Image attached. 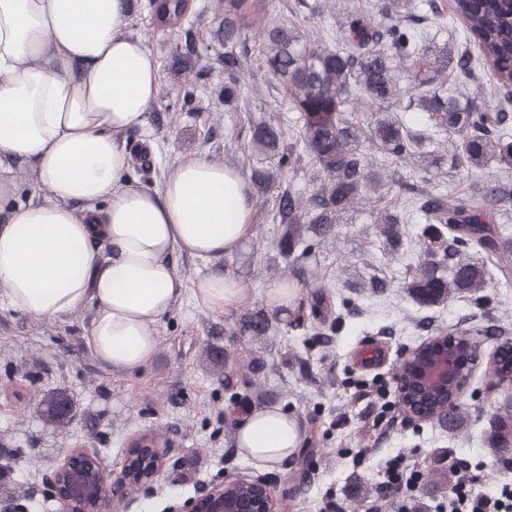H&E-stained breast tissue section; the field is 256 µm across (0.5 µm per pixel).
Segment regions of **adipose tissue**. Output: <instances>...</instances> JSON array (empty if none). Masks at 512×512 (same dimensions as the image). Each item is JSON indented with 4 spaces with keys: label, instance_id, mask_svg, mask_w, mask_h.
Instances as JSON below:
<instances>
[{
    "label": "adipose tissue",
    "instance_id": "adipose-tissue-1",
    "mask_svg": "<svg viewBox=\"0 0 512 512\" xmlns=\"http://www.w3.org/2000/svg\"><path fill=\"white\" fill-rule=\"evenodd\" d=\"M130 23L126 0H0V155L33 160L48 194L16 206L14 182L0 178V204L10 207L0 224V298L44 319L92 309L94 351L117 370L154 355L151 324L183 293L171 253L230 256L252 231L247 186L224 164L187 159L158 188L125 179L128 153L117 136L146 127L159 81ZM97 227L113 255L98 251ZM247 293L219 272L195 288L213 308ZM298 445L295 419L277 408L238 426L237 446L258 466Z\"/></svg>",
    "mask_w": 512,
    "mask_h": 512
}]
</instances>
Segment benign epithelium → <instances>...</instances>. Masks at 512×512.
<instances>
[{"instance_id": "7a95c632", "label": "benign epithelium", "mask_w": 512, "mask_h": 512, "mask_svg": "<svg viewBox=\"0 0 512 512\" xmlns=\"http://www.w3.org/2000/svg\"><path fill=\"white\" fill-rule=\"evenodd\" d=\"M465 336H443L439 340L427 338L402 357L405 364L403 374L396 376L398 394L404 399L406 409L424 413L427 409L457 403L465 392L458 377L473 364L464 355L453 351L456 344L466 345ZM145 452L154 459L153 479L141 484L140 495L127 502V509L142 499H152L158 495V484L164 473L176 466L178 449L167 441L157 443L152 448H133L129 455ZM94 461L93 478L89 482H61L59 474L69 468L74 455ZM133 475L128 463L120 469L110 468L99 451L87 445L78 452L69 448L61 462L44 478L48 498L55 502V512H111L109 496L115 485L121 484ZM240 482L235 476L221 481L200 484L193 495L182 499L170 498L163 512H278V503L270 481L260 477L250 481L253 491L249 494L229 497L225 489Z\"/></svg>"}]
</instances>
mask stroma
<instances>
[{
  "label": "stroma",
  "instance_id": "obj_1",
  "mask_svg": "<svg viewBox=\"0 0 512 512\" xmlns=\"http://www.w3.org/2000/svg\"><path fill=\"white\" fill-rule=\"evenodd\" d=\"M356 0H274L269 19L295 23L304 33H326L322 45L335 47L334 36ZM219 18L213 8L197 16L195 39L210 41L201 58L211 76L201 111L171 116L167 105H180V83L168 72L181 38L150 26L145 11L132 15L128 32L155 59L159 90L153 112L160 124L131 130L121 143L148 140L156 153L160 186L177 166L203 156L243 170L239 143L249 129L224 105V74L217 57L224 47L211 34ZM253 119L291 124L293 113L280 82L252 53L244 77ZM273 202H252L253 233L231 257L202 259L173 252L170 263L184 281L174 307L154 324V357L130 371L104 364L89 342L92 310L46 320L0 304V464L9 465L21 492L40 484L68 448L83 443L97 448L112 468H120L133 436L154 431L180 453L177 470L164 474L162 491L141 504L142 512H162L173 495L189 496L203 480L231 473L242 478L266 474L275 484L280 512H445L453 483L452 469L482 466L474 484L478 494L494 493L512 481V448L492 447L496 416L512 413V391L490 385L489 354L502 341L512 342V282L492 278L487 288L464 295L448 306L419 307L406 293L401 269L420 252L415 227H400L397 249H390L371 217L373 203L363 200L336 226L335 235L318 241L315 253L331 279L336 324L315 334L309 321H298L299 304H311V285L298 288L295 302L280 313L272 336H244L243 316L265 306L269 282L251 261L259 251L265 262L278 255L271 247L278 227L271 220ZM221 269L249 288L242 304L226 309L201 305L194 293L198 278ZM389 279V288L373 293L372 277ZM497 326L505 337H480V366L462 398V423L410 422L394 407L395 375L400 355L429 331ZM224 347L241 362H263L269 403L288 412L299 426L295 455L275 466L257 467L235 446L224 429L232 405L229 393L209 366L204 351ZM63 391L73 402L67 425L45 426L37 412L40 398ZM402 458L419 473L417 482L383 498L387 462Z\"/></svg>",
  "mask_w": 512,
  "mask_h": 512
}]
</instances>
